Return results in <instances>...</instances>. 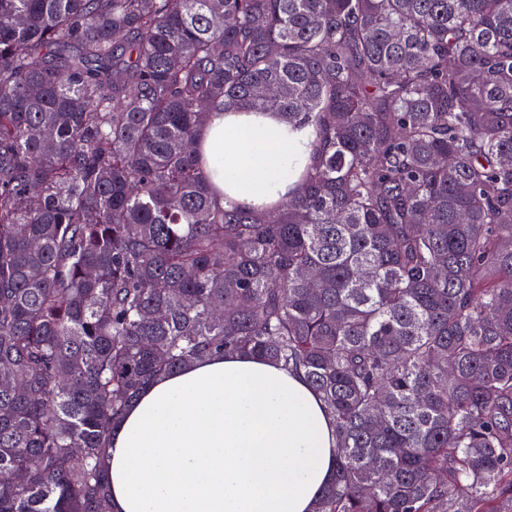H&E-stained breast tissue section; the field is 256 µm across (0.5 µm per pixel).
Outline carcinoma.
I'll use <instances>...</instances> for the list:
<instances>
[{
  "label": "carcinoma",
  "mask_w": 512,
  "mask_h": 512,
  "mask_svg": "<svg viewBox=\"0 0 512 512\" xmlns=\"http://www.w3.org/2000/svg\"><path fill=\"white\" fill-rule=\"evenodd\" d=\"M228 109L312 128L288 196L218 201ZM241 349L334 422L313 512H512V0H0V512H111L113 421Z\"/></svg>",
  "instance_id": "1"
}]
</instances>
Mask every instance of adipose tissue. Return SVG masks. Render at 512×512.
I'll use <instances>...</instances> for the list:
<instances>
[{
  "label": "adipose tissue",
  "instance_id": "adipose-tissue-1",
  "mask_svg": "<svg viewBox=\"0 0 512 512\" xmlns=\"http://www.w3.org/2000/svg\"><path fill=\"white\" fill-rule=\"evenodd\" d=\"M310 128L231 110L207 125L206 170L235 202L271 203L312 155ZM113 512H312L336 478L335 436L302 376L246 351L148 383L114 423Z\"/></svg>",
  "mask_w": 512,
  "mask_h": 512
}]
</instances>
